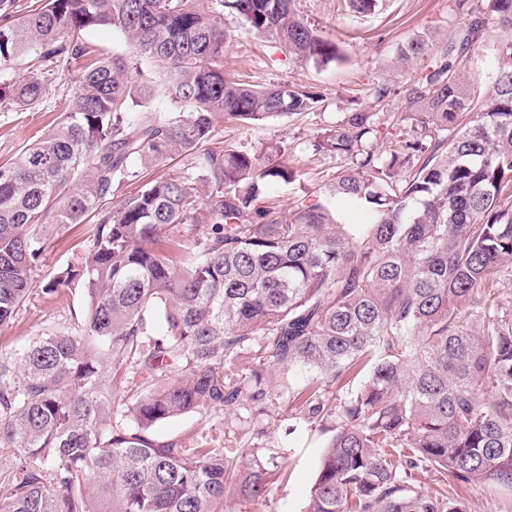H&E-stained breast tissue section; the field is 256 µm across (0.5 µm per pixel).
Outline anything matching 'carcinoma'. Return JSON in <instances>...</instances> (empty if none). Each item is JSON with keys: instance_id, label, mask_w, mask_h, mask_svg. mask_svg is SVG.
<instances>
[{"instance_id": "obj_1", "label": "carcinoma", "mask_w": 512, "mask_h": 512, "mask_svg": "<svg viewBox=\"0 0 512 512\" xmlns=\"http://www.w3.org/2000/svg\"><path fill=\"white\" fill-rule=\"evenodd\" d=\"M370 15L382 0H347ZM15 15L0 0V106L39 101L44 76L3 74L23 58L79 62L62 120L0 164V326L35 284L52 230L88 226L89 246L45 284L83 289L81 333L54 331L0 358V446L19 463L0 512H227L260 506L272 470L258 444L234 460L211 448L161 441L154 427L210 409L265 411L263 370L244 377L246 347L283 371L307 369L306 419L334 421L305 512H469L436 471L475 486L512 489V313L473 333L460 309L491 294L512 265V0H459L463 29L432 48L418 39L400 59L432 66L405 95L413 111L391 149L378 147L391 90L375 108L345 113L316 150L350 160L324 199L289 210L262 202L291 182L284 149H209L198 180H156L110 205L113 183L197 154L219 119L261 124L312 111L319 96L289 84L256 87L224 71L232 35L224 10L300 62L339 59L296 0H35ZM508 33L491 88L461 69L489 27ZM120 34L131 54L104 56L86 38ZM159 66L162 84L141 64ZM171 102L152 116L159 90ZM363 209L341 224L331 201ZM185 234L170 239V229ZM146 380L133 425L114 422L112 382ZM362 376L335 405L323 388Z\"/></svg>"}]
</instances>
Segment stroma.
<instances>
[{
	"label": "stroma",
	"mask_w": 512,
	"mask_h": 512,
	"mask_svg": "<svg viewBox=\"0 0 512 512\" xmlns=\"http://www.w3.org/2000/svg\"><path fill=\"white\" fill-rule=\"evenodd\" d=\"M297 9L321 36L336 43L338 61L325 65L297 62L278 42L247 32L241 19L228 11L224 26L233 40L225 53V64L236 78L257 85L306 86L321 94V102L313 112L278 117L255 128L219 123L211 141L215 147L229 142L247 151L268 141L284 146L283 159L296 169L297 179L290 184H271L264 193L265 202L283 209L322 195L336 173L348 167L346 159L314 151L312 142L344 113L370 108L368 88L382 84L397 88L388 109L406 111L408 104L400 90L419 79L431 60L425 57L412 66H403L397 59L398 47L416 37L430 44L443 42L466 22L457 0H384L378 12L367 16L346 10L342 0H297ZM44 70L47 81L39 102L22 110L0 108V163L42 137L63 115L73 71L52 60L45 62ZM198 174L195 158L181 156L142 171L135 180L114 183L111 199L119 201L152 180L194 178ZM88 245L81 224L60 228L53 234L39 262L37 287L13 319L0 326V357L16 354L41 334L79 329L86 307L82 288L73 287L56 297L45 294L42 286L57 268L76 261ZM494 292L493 300L466 310L467 324L473 330H481L499 309L512 311V267L501 272ZM309 382L304 371L277 373L268 386L265 414L244 411L228 418L220 409L189 413L160 424L155 435L161 440L219 448L227 455L238 456L251 448L252 430L265 429L266 453L274 458V477L261 512H305L319 457L332 436L325 423H306L298 412L294 396ZM424 482L429 487L447 483L449 491L467 503L471 512H512L510 490L470 486L433 472L425 476Z\"/></svg>",
	"instance_id": "stroma-1"
}]
</instances>
